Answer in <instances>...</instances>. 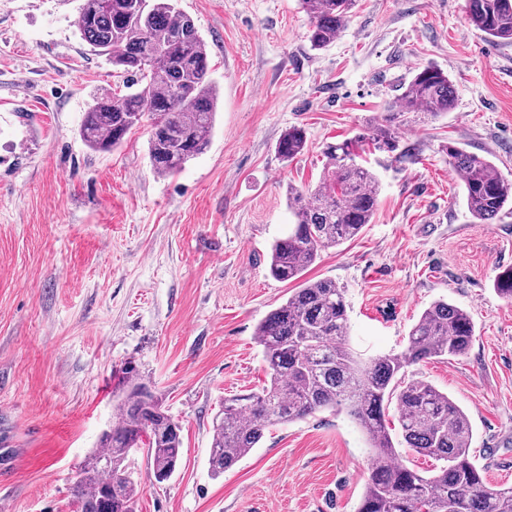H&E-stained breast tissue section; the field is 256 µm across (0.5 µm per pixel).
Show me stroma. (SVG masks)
Here are the masks:
<instances>
[{
	"label": "stroma",
	"mask_w": 512,
	"mask_h": 512,
	"mask_svg": "<svg viewBox=\"0 0 512 512\" xmlns=\"http://www.w3.org/2000/svg\"><path fill=\"white\" fill-rule=\"evenodd\" d=\"M208 45L220 90L207 150L161 177L147 128L103 153L79 136L91 95L122 79L81 40L82 0H0V512H71L78 467L115 422L134 366L181 426L178 471L157 483L145 454L136 512H357L372 450L342 412L272 427L212 477L226 395L268 382L256 324L292 286L268 272L291 222L288 187L315 186L327 143L371 128L432 64L456 107L366 145L379 205L357 237L325 249L309 280L344 287L353 345L401 351L421 312L447 299L475 325L464 356L408 375L468 414L489 486L512 485V213L467 210L448 145L512 179V44L466 19V0H355L330 46L308 41L299 0H176ZM307 147L277 152L289 127Z\"/></svg>",
	"instance_id": "1"
}]
</instances>
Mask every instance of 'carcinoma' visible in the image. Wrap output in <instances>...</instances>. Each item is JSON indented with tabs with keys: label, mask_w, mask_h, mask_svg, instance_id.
<instances>
[{
	"label": "carcinoma",
	"mask_w": 512,
	"mask_h": 512,
	"mask_svg": "<svg viewBox=\"0 0 512 512\" xmlns=\"http://www.w3.org/2000/svg\"><path fill=\"white\" fill-rule=\"evenodd\" d=\"M354 0H301L310 14L308 39L328 47L345 27ZM468 21L486 38L512 43V0H467ZM75 26L93 51L126 75L124 94L91 98L80 128L85 145L110 152L150 123L148 155L155 173L168 177L204 153L218 107L206 42L176 0H83ZM455 104L442 69L418 68L383 114L374 134L382 148L398 143L393 128L417 116L436 119ZM306 147L299 127L286 131L277 152L292 160ZM357 142L330 144L327 170L313 188H288L294 218L271 246L269 273L301 281L320 252L357 237L378 205L379 180L356 160ZM448 163L463 185L467 207L487 224L512 206V180L485 158L448 144ZM495 291L512 301V267L495 278ZM345 290L332 279L301 281L256 325L269 382L259 391L224 398L213 424L209 465L219 477L246 457L271 427L325 409H343L364 434L373 462L358 512H512V487L487 485L471 454L472 426L448 394L407 368L441 356L467 353L475 336L471 315L444 300L427 307L398 353L364 357L350 345ZM117 421L85 458L73 486V512H135L140 485L130 456L143 452L157 482L168 480L182 459L180 425L158 396L129 369ZM395 405L403 441L434 461L423 474L395 461L397 448L385 418Z\"/></svg>",
	"instance_id": "cac0c4a2"
}]
</instances>
